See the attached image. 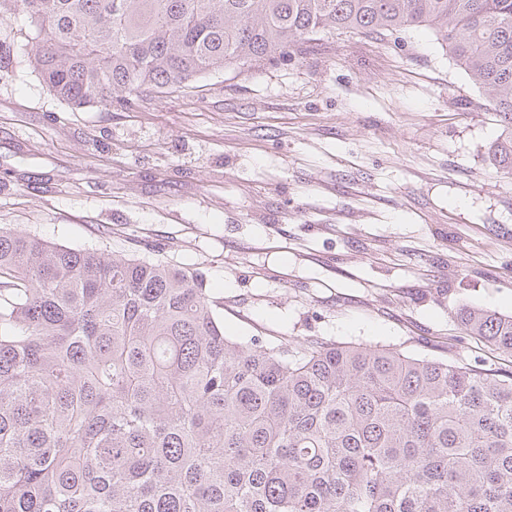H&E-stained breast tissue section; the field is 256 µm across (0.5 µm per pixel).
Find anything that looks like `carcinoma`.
Segmentation results:
<instances>
[{"label": "carcinoma", "mask_w": 512, "mask_h": 512, "mask_svg": "<svg viewBox=\"0 0 512 512\" xmlns=\"http://www.w3.org/2000/svg\"><path fill=\"white\" fill-rule=\"evenodd\" d=\"M74 110L426 30L512 124V0H0ZM512 176V135L493 144ZM191 267L0 226V512H512V373L224 331ZM512 356V315L463 305Z\"/></svg>", "instance_id": "cac0c4a2"}]
</instances>
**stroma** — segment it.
<instances>
[{"label":"stroma","instance_id":"obj_1","mask_svg":"<svg viewBox=\"0 0 512 512\" xmlns=\"http://www.w3.org/2000/svg\"><path fill=\"white\" fill-rule=\"evenodd\" d=\"M0 19V226L190 265L234 336L512 371L463 305L512 314L511 131L435 36L336 33L127 109L71 110Z\"/></svg>","mask_w":512,"mask_h":512}]
</instances>
